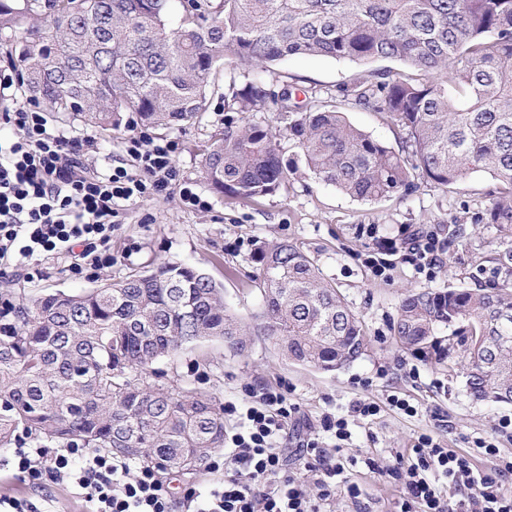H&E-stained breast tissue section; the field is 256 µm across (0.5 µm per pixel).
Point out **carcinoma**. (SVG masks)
<instances>
[{"instance_id": "cac0c4a2", "label": "carcinoma", "mask_w": 512, "mask_h": 512, "mask_svg": "<svg viewBox=\"0 0 512 512\" xmlns=\"http://www.w3.org/2000/svg\"><path fill=\"white\" fill-rule=\"evenodd\" d=\"M0 0V44L25 92L61 114L103 129L122 114L144 126L189 122L226 58L270 68L293 55L404 69L358 76L340 88L386 114L407 153L349 123L333 101L308 103L288 124L283 159L268 126L225 122L203 150L202 174L219 195H273L304 167L361 201L408 194L426 181L453 188L471 174L496 181L488 223L512 264V0ZM288 89L261 78L240 93V111H290ZM261 312L230 313L224 291L184 263L164 262L103 286L24 297L0 333V448L22 432L38 444L88 448L166 471H198L224 447L214 397L157 381L153 363L203 340L241 349L260 336L285 358L338 370L367 349L359 316L299 245L259 253ZM441 328L448 336L438 335ZM403 350L462 369L471 398L512 403V280L476 290L407 294L391 326Z\"/></svg>"}]
</instances>
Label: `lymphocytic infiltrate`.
I'll list each match as a JSON object with an SVG mask.
<instances>
[{
  "mask_svg": "<svg viewBox=\"0 0 512 512\" xmlns=\"http://www.w3.org/2000/svg\"><path fill=\"white\" fill-rule=\"evenodd\" d=\"M13 75H0V264L34 277L45 259L69 258L75 269L112 261V237L133 204L178 194L190 208L210 204L180 177L174 163L177 144L160 143L145 131L125 138L126 158L105 171H91L98 145L49 127L40 103L18 102ZM379 253L403 252L418 270L433 269L443 245L436 235L404 230L400 238L379 242ZM250 402L241 408L225 403L224 414L241 423L225 434L224 453L210 470L224 478L211 490L203 512H322L324 501L343 493L359 501L360 489L344 475L346 467L364 465L372 474L402 486L398 512H512V454L475 439L469 452L446 448L432 434L417 436L409 455L397 456L387 469L371 457L348 453L350 419L377 416L390 406L413 417L418 410L398 395L384 402L357 400L347 415L324 414L323 432L333 448L318 439L301 443L303 471L284 468L282 444L289 423L300 413L287 385L248 388ZM13 464L30 481L70 479L92 505V512H172L173 503L158 465L136 464L100 448L16 447ZM486 459L479 469L478 459Z\"/></svg>",
  "mask_w": 512,
  "mask_h": 512,
  "instance_id": "f902f5d3",
  "label": "lymphocytic infiltrate"
}]
</instances>
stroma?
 Wrapping results in <instances>:
<instances>
[{
	"label": "stroma",
	"mask_w": 512,
	"mask_h": 512,
	"mask_svg": "<svg viewBox=\"0 0 512 512\" xmlns=\"http://www.w3.org/2000/svg\"><path fill=\"white\" fill-rule=\"evenodd\" d=\"M393 66L390 60L361 66L325 57L291 56L279 62L265 80L277 88L288 86L293 107L305 105L312 97L336 101L350 123L398 148L405 134L386 115L342 101L339 95L340 87L355 75ZM256 74L253 67L225 62L206 93L205 112L194 121L149 131L156 141L177 143L175 165L210 202V210L187 208L176 196L133 205L112 239L111 264L77 272L69 261L55 260L43 264L39 276L31 279L11 268L0 269V299L12 300L22 293L37 296L53 290H86L169 260L198 268L223 285L227 306L248 323L261 307L257 250L268 241L288 240L315 258L322 277L359 314L369 339L364 354L345 368L323 372L282 359L270 343L258 338L240 354L222 340L209 339L176 359L157 363L163 381L239 406L248 399L246 386L288 383L293 399L301 406L299 421L287 430L283 451L291 470L304 468L297 439L316 438L323 446H332L333 438L319 427L322 415L346 414L358 398L380 402L383 408L372 421L352 425L351 446L379 456L384 463H392L395 454H408L416 436L429 430L444 446L459 452L469 451L474 438L489 436L495 438L501 452L512 453V436L496 432L502 416L512 417V404L474 401L458 372L447 364L400 349L390 333L406 292L451 286L475 289L497 278L490 257L498 251L499 242L494 226L487 222L495 180L478 172L461 187L448 191L424 182L408 195L364 202L350 199L301 171L286 190L276 194L246 202L227 200L202 176L203 146L223 130L229 118L281 130L288 126L287 113L274 106L260 112L238 111L232 95ZM48 120L51 127L95 137L98 167L125 155L126 130L110 133L83 118L54 112L49 113ZM405 228L438 235L444 244L439 264L427 275L396 254L387 258V278L374 277L362 263L364 255L374 250L380 238L398 236ZM390 393L416 406L417 416L385 406ZM10 457V449L0 448L1 500L40 502L46 512H88V503L67 480L49 479L34 485L10 466ZM348 477L361 490L360 504L339 495L330 499L327 512H355L360 505L366 512H395L401 496L397 482L373 477L360 467L350 470ZM162 478L174 492L176 512H198L199 497L206 495L222 475L204 469L191 475L166 472ZM189 487L195 489L197 501L184 500L183 493Z\"/></svg>",
	"instance_id": "35a3bbf8"
}]
</instances>
